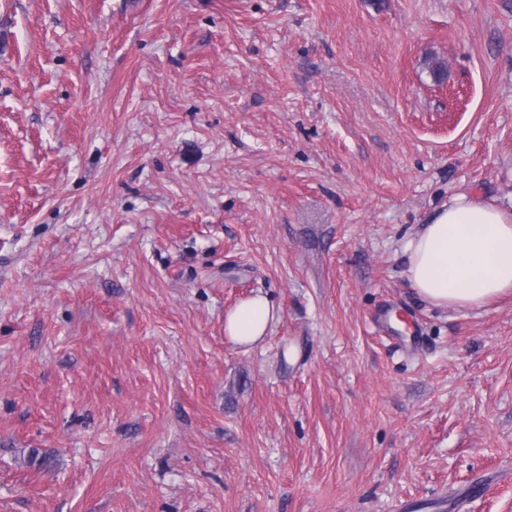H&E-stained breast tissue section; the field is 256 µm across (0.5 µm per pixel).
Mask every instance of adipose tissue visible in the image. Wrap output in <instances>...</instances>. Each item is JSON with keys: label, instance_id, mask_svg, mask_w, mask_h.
Masks as SVG:
<instances>
[{"label": "adipose tissue", "instance_id": "ef3b65f1", "mask_svg": "<svg viewBox=\"0 0 512 512\" xmlns=\"http://www.w3.org/2000/svg\"><path fill=\"white\" fill-rule=\"evenodd\" d=\"M407 274L417 294L439 307L479 308L512 292V212L460 195L410 237ZM279 313L257 294L229 310L224 332L241 347L261 343Z\"/></svg>", "mask_w": 512, "mask_h": 512}]
</instances>
